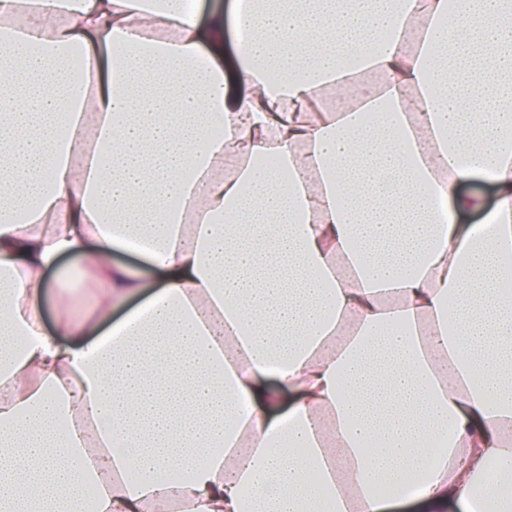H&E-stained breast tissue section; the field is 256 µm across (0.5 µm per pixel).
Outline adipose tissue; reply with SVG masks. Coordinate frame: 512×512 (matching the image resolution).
<instances>
[{
    "mask_svg": "<svg viewBox=\"0 0 512 512\" xmlns=\"http://www.w3.org/2000/svg\"><path fill=\"white\" fill-rule=\"evenodd\" d=\"M233 16L0 0V512H512V0ZM459 192L476 198L481 207L464 216V221L470 225H479L482 223L485 213L492 208L494 204L493 184L482 176H476L469 181L462 183Z\"/></svg>",
    "mask_w": 512,
    "mask_h": 512,
    "instance_id": "1",
    "label": "adipose tissue"
}]
</instances>
